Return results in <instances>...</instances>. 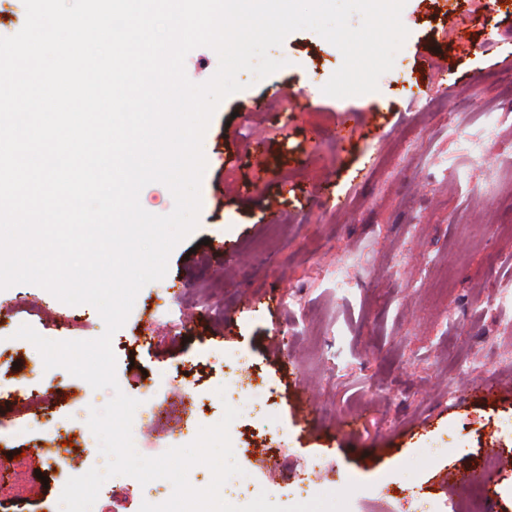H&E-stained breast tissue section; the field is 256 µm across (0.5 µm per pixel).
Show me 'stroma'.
Listing matches in <instances>:
<instances>
[{"mask_svg": "<svg viewBox=\"0 0 512 512\" xmlns=\"http://www.w3.org/2000/svg\"><path fill=\"white\" fill-rule=\"evenodd\" d=\"M485 2L407 0L408 36L372 93H322L343 58L311 30L272 49L283 63L272 75L240 74L243 90L220 103L203 136L197 227L111 340L118 385L134 399L136 368L185 373L145 456L164 453L170 434L196 438L182 406L191 394L221 420L226 376L211 346L224 362L242 356L274 391L268 416L241 415L229 428L252 434L253 459L278 464L271 475L238 461L270 501L295 504L307 468L321 462L333 491L350 490L348 512H411L422 488L437 512H457L459 490L446 480L457 469L489 471V512H512V475L488 464L489 449L512 451V302L485 288L494 279L512 289L502 260L512 238L496 232L512 225V0L495 4L487 31L474 20ZM285 85L307 91L303 107L277 99ZM340 128L349 141H337ZM472 142L485 149L483 165L465 155ZM327 190L344 208L321 203ZM217 239L229 246L221 258L209 246ZM342 263L347 289L336 286ZM62 323L71 340L104 331L91 305L30 284L0 290V328L27 324L54 340ZM46 380L52 397L34 400ZM112 396L45 369L27 340L0 356V512H56L67 480L91 461L77 414ZM66 441L61 468L48 452ZM147 492L123 477L102 489L99 510L139 512Z\"/></svg>", "mask_w": 512, "mask_h": 512, "instance_id": "1", "label": "stroma"}]
</instances>
